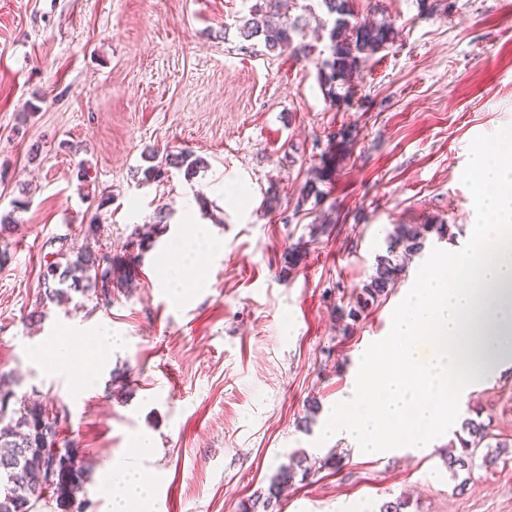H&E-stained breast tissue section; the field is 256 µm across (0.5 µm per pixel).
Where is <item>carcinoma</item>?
Returning a JSON list of instances; mask_svg holds the SVG:
<instances>
[{
  "label": "carcinoma",
  "instance_id": "1",
  "mask_svg": "<svg viewBox=\"0 0 512 512\" xmlns=\"http://www.w3.org/2000/svg\"><path fill=\"white\" fill-rule=\"evenodd\" d=\"M328 16L330 56L321 63L318 83L326 96L337 99V88L348 84L359 70L363 59L376 53L394 39L388 22H352L355 18L351 0H316ZM299 29V20L282 14L281 0H258L249 16L242 19L239 34L246 40L258 39L269 52L293 46ZM147 159L152 165L144 169L145 179L162 180L168 168L186 167L194 174L202 164L192 154H166L162 159L151 153ZM104 225L98 216L81 225L75 235L52 238L53 260L43 264L36 303L38 309L28 318L42 317L40 308L47 303L70 300V291L93 289L97 304L112 306V296L136 280L138 264L131 261L116 263L108 250L93 249L88 240L100 238ZM448 232L445 224H396L389 234L388 255L378 259L375 273L356 295L355 304L342 318L357 319L359 314L382 298L394 287L401 265L391 255L400 248L404 253L421 251L427 235L443 237ZM69 287H63V284ZM66 413H53V405L41 400H26L17 396L13 379L0 373V512H39V506L53 498L65 512H89L91 502L78 498L93 469V463L75 456L70 442L62 437L61 425ZM488 425L474 418L462 422V434L457 436L461 454L448 456V471L458 477V471L475 466V452L488 438ZM52 466L56 473L54 488L46 493L42 485L41 467ZM306 456L300 451L290 456V462L280 467L272 478L262 503L264 512H274L283 489L293 485L296 478L306 479L309 469Z\"/></svg>",
  "mask_w": 512,
  "mask_h": 512
}]
</instances>
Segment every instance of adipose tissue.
<instances>
[{
  "instance_id": "obj_1",
  "label": "adipose tissue",
  "mask_w": 512,
  "mask_h": 512,
  "mask_svg": "<svg viewBox=\"0 0 512 512\" xmlns=\"http://www.w3.org/2000/svg\"><path fill=\"white\" fill-rule=\"evenodd\" d=\"M494 195L482 198L478 241L454 254L446 272L428 275L406 298L388 341L370 352L351 382V416L334 412L325 433L347 432L368 457L430 448L473 386L512 360V154L504 140L488 143L474 160ZM427 338L429 351L418 340ZM464 370L457 384L454 371ZM137 457L114 459L112 512H150L154 489L137 464L153 440L136 434Z\"/></svg>"
}]
</instances>
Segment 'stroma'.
Wrapping results in <instances>:
<instances>
[{
    "label": "stroma",
    "instance_id": "35a3bbf8",
    "mask_svg": "<svg viewBox=\"0 0 512 512\" xmlns=\"http://www.w3.org/2000/svg\"><path fill=\"white\" fill-rule=\"evenodd\" d=\"M255 2L0 0V213L17 222L0 262V372L14 373L18 394L65 406L62 435L94 464L90 512H110L109 463L134 454L140 432L154 439L142 464L160 480L161 512H241L299 449L319 467L283 493L281 512H378L396 499L405 512H512V447L463 487L446 465L466 418L489 423V444L512 440V366L470 392L424 454L369 458L322 433L420 279L474 246L473 159L512 131V0H353L359 19L391 22L395 39L337 102L317 81L324 10L288 0L309 52L279 54L238 35ZM150 149L205 165L147 181ZM319 168L320 196L303 198ZM20 198L27 207L13 210ZM95 214L118 256L134 228L167 222L110 308L90 296L29 324L49 239ZM198 224L224 249L197 256L177 300L161 257ZM397 224L449 234L405 258L386 299L338 320ZM298 244L306 257L286 270ZM103 329L118 341L83 393L37 360L61 339L79 366ZM312 399L320 409L306 428ZM331 454L337 466H322Z\"/></svg>",
    "mask_w": 512,
    "mask_h": 512
}]
</instances>
